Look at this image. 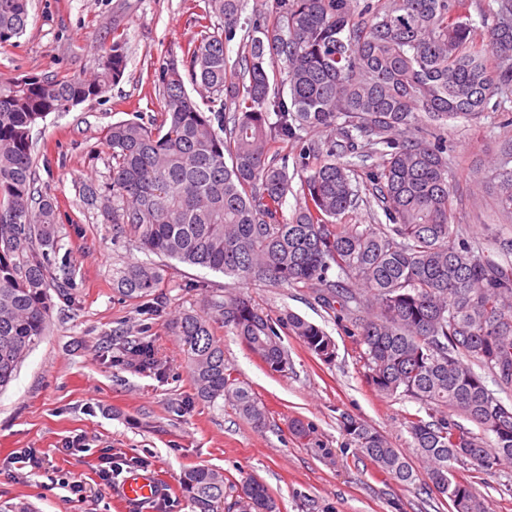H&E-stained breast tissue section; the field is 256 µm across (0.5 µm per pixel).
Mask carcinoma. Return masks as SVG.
<instances>
[{"instance_id":"obj_1","label":"carcinoma","mask_w":512,"mask_h":512,"mask_svg":"<svg viewBox=\"0 0 512 512\" xmlns=\"http://www.w3.org/2000/svg\"><path fill=\"white\" fill-rule=\"evenodd\" d=\"M203 2L197 39L158 61L164 112L112 124L109 178L83 189L112 237L148 256L113 273V290L151 299L146 309L159 311L165 275L151 255L308 289L346 316L363 347L365 384L418 405L406 430L436 493L452 512H487L454 464L491 475L512 462V406L486 383L490 375L512 386V263L456 238L448 156L430 129L475 122L494 95L512 92V0H493L492 24L481 28L471 20L472 0H276L275 15L246 26L243 0ZM29 16L30 0H0V45L23 36ZM240 30L234 80L226 48ZM281 63L287 77L279 82L271 74ZM125 68L117 38L98 46L91 78H0V389L46 331L55 271L70 282L58 201L36 186L31 130L52 112L103 95ZM323 131L329 136L313 137ZM503 152L491 180L499 214L511 218L512 140ZM376 155L381 163L368 167ZM354 158L366 169V203L389 223H351L361 200ZM290 193L299 206L287 220ZM174 325L196 399L225 400L256 428L267 423L266 407L234 378L216 326L275 373L291 367L285 331L323 363L336 358L321 326L292 311L274 317L238 292L211 295ZM146 333L125 345L158 371ZM341 424L361 456L402 485L414 482L410 459L380 431L351 415ZM181 489L192 512H224L223 471L188 468ZM234 507L277 509L251 478Z\"/></svg>"}]
</instances>
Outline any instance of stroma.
<instances>
[{
  "label": "stroma",
  "mask_w": 512,
  "mask_h": 512,
  "mask_svg": "<svg viewBox=\"0 0 512 512\" xmlns=\"http://www.w3.org/2000/svg\"><path fill=\"white\" fill-rule=\"evenodd\" d=\"M193 0H32L31 18L17 43L0 46V77H93L96 47L120 21L127 56L123 79L102 97L67 112H54L31 132L38 185L58 201L59 235L70 255L69 295L53 296L48 332L22 362L16 378L0 390V512L26 504L31 512H127L120 495L130 458L144 459L153 491L134 512H190L180 489L185 469L223 470L226 502H234L245 478L263 481L277 512H451L450 502L429 488L427 469L403 486L349 448L340 416L353 414L382 432L393 447L411 453L405 417L415 403L374 393L363 381V361L343 320L317 304L304 288L266 281L244 290L271 315L291 310L322 326L336 342L327 365L292 336H284L292 364L288 374L269 372L232 333H221L224 358L235 376L268 410L265 428H255L227 403L194 399L186 357L172 324L180 313L202 308L208 295L233 288L232 278L170 261L161 290L165 306L148 312L119 297L112 273L144 255L112 239V227L88 209L84 184L104 183L110 151L104 133L112 123L155 115L165 102L155 83L160 56L196 36ZM500 112L478 123L454 122L438 135L448 148L451 185L458 198L454 219L459 238L493 249L487 231L494 190L479 187L477 170H491L512 126ZM148 329L160 371L123 360L124 337ZM298 419L309 440L288 429ZM80 452H64L69 440ZM334 449L323 459L318 447ZM48 453L49 467L19 468L18 452ZM114 469L104 485V462ZM459 478L485 499L489 512H512V465L488 475L456 464ZM81 481L87 496L76 499L68 482Z\"/></svg>",
  "instance_id": "35a3bbf8"
}]
</instances>
